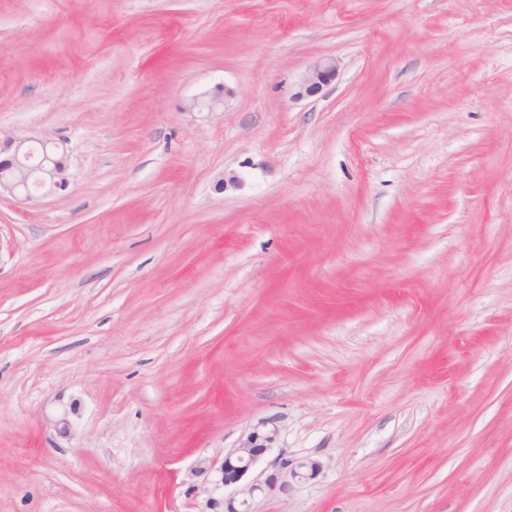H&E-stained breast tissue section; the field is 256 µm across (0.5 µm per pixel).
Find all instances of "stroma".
Masks as SVG:
<instances>
[{
    "mask_svg": "<svg viewBox=\"0 0 512 512\" xmlns=\"http://www.w3.org/2000/svg\"><path fill=\"white\" fill-rule=\"evenodd\" d=\"M24 135L0 512H199L254 440L322 465L256 512H512V0H0ZM337 63L335 59L325 58L314 62L305 73L297 92L296 98L311 97L319 94L335 77ZM68 186L64 149L49 148L47 142L27 136L0 143V197H21L36 206L43 196L64 192Z\"/></svg>",
    "mask_w": 512,
    "mask_h": 512,
    "instance_id": "obj_1",
    "label": "stroma"
}]
</instances>
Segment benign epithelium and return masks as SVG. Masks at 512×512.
I'll return each instance as SVG.
<instances>
[{"label":"benign epithelium","instance_id":"7a95c632","mask_svg":"<svg viewBox=\"0 0 512 512\" xmlns=\"http://www.w3.org/2000/svg\"><path fill=\"white\" fill-rule=\"evenodd\" d=\"M337 63L333 58L314 62L305 73L295 97L319 94L335 77ZM69 172L66 152L36 137H16L0 143V196L20 197L32 206L40 198L67 190ZM268 448L257 444L234 448L222 460L201 462L200 469L216 475L214 488H234L233 493L215 497L208 495L199 512H253L255 500L269 492L288 493L296 482L314 478L321 467L314 459L277 457L270 471L256 476L251 472Z\"/></svg>","mask_w":512,"mask_h":512}]
</instances>
